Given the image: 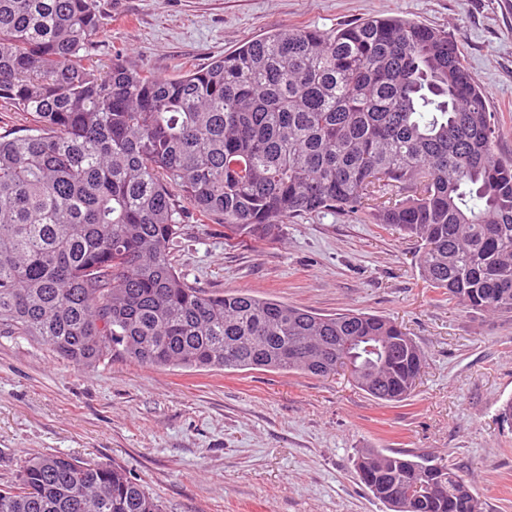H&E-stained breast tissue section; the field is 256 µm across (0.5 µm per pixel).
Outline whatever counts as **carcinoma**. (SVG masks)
Wrapping results in <instances>:
<instances>
[{"label":"carcinoma","mask_w":512,"mask_h":512,"mask_svg":"<svg viewBox=\"0 0 512 512\" xmlns=\"http://www.w3.org/2000/svg\"><path fill=\"white\" fill-rule=\"evenodd\" d=\"M96 2L0 0V99L30 120L0 137V336L77 367L345 369L380 402L411 394L424 354L397 323L190 283L187 205L246 245L378 199L374 222L414 239L429 287L512 314V160L448 33L396 17L278 29L159 78L82 53ZM354 468L389 512H483L445 459L361 448ZM0 512L162 508L120 468L51 454L20 461Z\"/></svg>","instance_id":"carcinoma-1"}]
</instances>
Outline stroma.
Returning a JSON list of instances; mask_svg holds the SVG:
<instances>
[{
    "label": "stroma",
    "mask_w": 512,
    "mask_h": 512,
    "mask_svg": "<svg viewBox=\"0 0 512 512\" xmlns=\"http://www.w3.org/2000/svg\"><path fill=\"white\" fill-rule=\"evenodd\" d=\"M86 52L169 78L282 28L330 30L398 16L453 36L512 158V0H98ZM176 265L197 287L242 290L320 314L395 321L423 351L417 389L383 404L342 373L80 369L45 345L0 336V484L20 459L74 457L124 469L163 512H387L359 482V448L441 456L485 512H512V317L426 288L413 239L367 214L295 217L275 240L231 247L185 208Z\"/></svg>",
    "instance_id": "obj_1"
}]
</instances>
